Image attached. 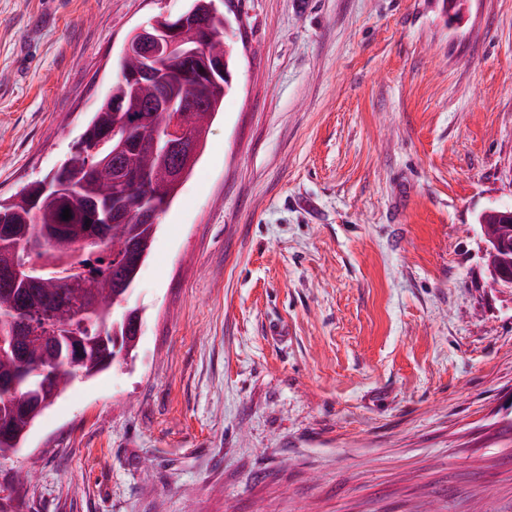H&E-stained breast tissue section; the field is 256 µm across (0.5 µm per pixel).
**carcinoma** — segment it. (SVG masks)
I'll return each mask as SVG.
<instances>
[{
	"label": "carcinoma",
	"instance_id": "carcinoma-1",
	"mask_svg": "<svg viewBox=\"0 0 512 512\" xmlns=\"http://www.w3.org/2000/svg\"><path fill=\"white\" fill-rule=\"evenodd\" d=\"M212 0H189L187 11L211 23L225 42L224 21L210 16ZM134 65L120 58L119 76L107 98L89 117L69 157L44 179L23 188L13 200L0 198V267L14 261H35L45 271L34 280L0 283V449L21 448L27 432L43 411L78 377L89 378L108 369L136 339L128 305L129 286L150 254L158 225L138 218L146 207L167 210L178 185L165 179L137 186L122 170L143 169L148 154L138 146L140 130L163 120L160 112L144 111L134 96ZM231 84L223 77L206 88V110L195 126L197 148H203L205 124L221 110ZM126 98L130 111H112V99ZM119 123L129 132L127 145L112 169V196L101 194V182L85 172L84 145ZM71 218L62 219L64 209ZM128 215L122 224H98L95 214ZM490 233L504 248L490 255L491 263L512 268V225L491 224ZM71 265L83 269L63 278L49 269L61 250Z\"/></svg>",
	"mask_w": 512,
	"mask_h": 512
}]
</instances>
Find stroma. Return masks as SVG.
I'll use <instances>...</instances> for the list:
<instances>
[{
    "instance_id": "obj_1",
    "label": "stroma",
    "mask_w": 512,
    "mask_h": 512,
    "mask_svg": "<svg viewBox=\"0 0 512 512\" xmlns=\"http://www.w3.org/2000/svg\"><path fill=\"white\" fill-rule=\"evenodd\" d=\"M188 0H0V198ZM232 89L129 301L132 360L0 458V512H512V0H233ZM490 233L504 243V248L490 255L491 263L506 270L512 262V224H489Z\"/></svg>"
}]
</instances>
